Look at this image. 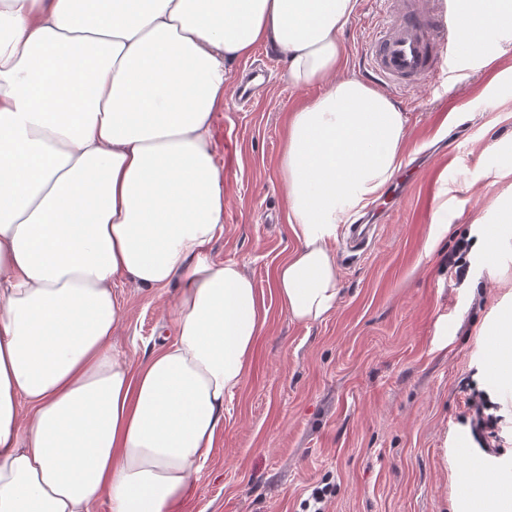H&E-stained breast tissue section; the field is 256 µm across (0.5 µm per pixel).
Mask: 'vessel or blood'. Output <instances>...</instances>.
<instances>
[{
	"instance_id": "vessel-or-blood-1",
	"label": "vessel or blood",
	"mask_w": 512,
	"mask_h": 512,
	"mask_svg": "<svg viewBox=\"0 0 512 512\" xmlns=\"http://www.w3.org/2000/svg\"><path fill=\"white\" fill-rule=\"evenodd\" d=\"M365 46L377 81L406 86L431 79L448 49L457 48V19L467 0H382Z\"/></svg>"
}]
</instances>
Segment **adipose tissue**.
<instances>
[{"label": "adipose tissue", "instance_id": "ef3b65f1", "mask_svg": "<svg viewBox=\"0 0 512 512\" xmlns=\"http://www.w3.org/2000/svg\"><path fill=\"white\" fill-rule=\"evenodd\" d=\"M358 0H0V512H175L224 428L267 311L224 232L213 119L257 45L320 92L287 115L278 168L298 242L283 312L323 320L338 229L397 171L405 117L341 73ZM471 48L512 0H468ZM177 284L175 339L132 365L116 288ZM467 512H512L479 472Z\"/></svg>", "mask_w": 512, "mask_h": 512}]
</instances>
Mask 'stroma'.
Here are the masks:
<instances>
[{
    "label": "stroma",
    "mask_w": 512,
    "mask_h": 512,
    "mask_svg": "<svg viewBox=\"0 0 512 512\" xmlns=\"http://www.w3.org/2000/svg\"><path fill=\"white\" fill-rule=\"evenodd\" d=\"M377 11L359 0L342 34L344 72L363 75ZM460 52L440 82L383 87L406 119L402 165L363 210L381 220L374 244L359 257L337 253L338 305L313 324L288 318L271 280L297 245L277 171L286 114L317 91L289 86L278 55L248 107L225 94L213 133L228 204L210 254L244 266L267 321L177 512H304L324 483L325 512H454L455 473L469 460L512 476V386L488 375L486 346L512 314V224L500 221L512 208V36L493 31ZM441 202L448 233L427 255ZM491 233L503 242L492 258L478 245ZM462 242L469 269L460 279L448 255ZM118 291L125 316L114 344L140 364L172 333L177 288ZM470 382L500 404L507 431L497 457L460 420Z\"/></svg>",
    "instance_id": "obj_1"
}]
</instances>
